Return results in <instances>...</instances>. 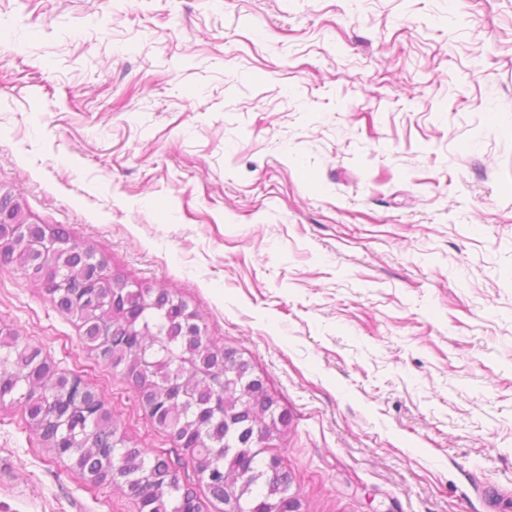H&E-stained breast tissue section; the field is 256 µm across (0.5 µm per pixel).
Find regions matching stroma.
I'll return each instance as SVG.
<instances>
[{
  "mask_svg": "<svg viewBox=\"0 0 512 512\" xmlns=\"http://www.w3.org/2000/svg\"><path fill=\"white\" fill-rule=\"evenodd\" d=\"M1 193L250 360L304 512H512V0H0ZM0 326L224 512L1 261ZM0 512L139 507L14 404ZM250 383H254V387L251 390L252 394L263 402L266 416L271 419L275 411L279 409L276 400L270 394H266L264 386L260 384L258 379H251ZM276 420L282 427L288 425V415L281 410H278Z\"/></svg>",
  "mask_w": 512,
  "mask_h": 512,
  "instance_id": "35a3bbf8",
  "label": "stroma"
}]
</instances>
